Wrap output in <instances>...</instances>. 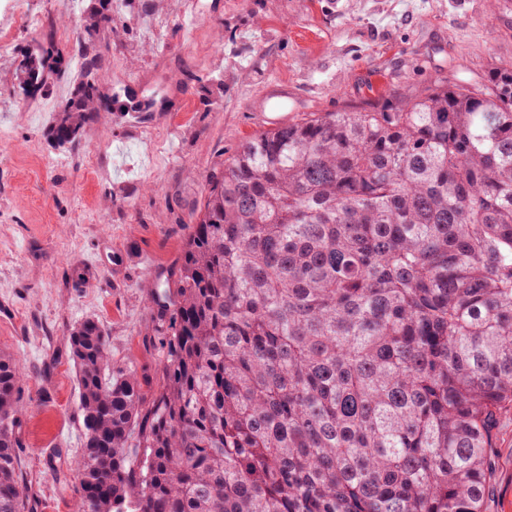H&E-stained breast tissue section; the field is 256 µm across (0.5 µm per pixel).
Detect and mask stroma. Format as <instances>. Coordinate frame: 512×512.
<instances>
[{
	"mask_svg": "<svg viewBox=\"0 0 512 512\" xmlns=\"http://www.w3.org/2000/svg\"><path fill=\"white\" fill-rule=\"evenodd\" d=\"M38 16L41 31L22 23ZM111 24H102L104 16ZM93 27L74 43L99 58L98 87L156 112H101L62 143L74 66L50 69L30 104L17 70L32 43ZM0 351L23 370L18 455L29 512H72L82 454L69 329L100 320L112 360L157 387L147 295L178 261L209 172L262 130L248 104L270 82L301 112L388 106L437 79L468 83L512 62V0H0ZM485 512H512V406L488 451Z\"/></svg>",
	"mask_w": 512,
	"mask_h": 512,
	"instance_id": "1",
	"label": "stroma"
}]
</instances>
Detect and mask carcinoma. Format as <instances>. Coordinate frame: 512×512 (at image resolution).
Returning <instances> with one entry per match:
<instances>
[{
  "label": "carcinoma",
  "mask_w": 512,
  "mask_h": 512,
  "mask_svg": "<svg viewBox=\"0 0 512 512\" xmlns=\"http://www.w3.org/2000/svg\"><path fill=\"white\" fill-rule=\"evenodd\" d=\"M98 62L55 129L98 119ZM148 295L159 385L67 336L76 512H484L512 404V63L390 109L312 112L206 178ZM0 352V512H26Z\"/></svg>",
  "instance_id": "obj_1"
}]
</instances>
